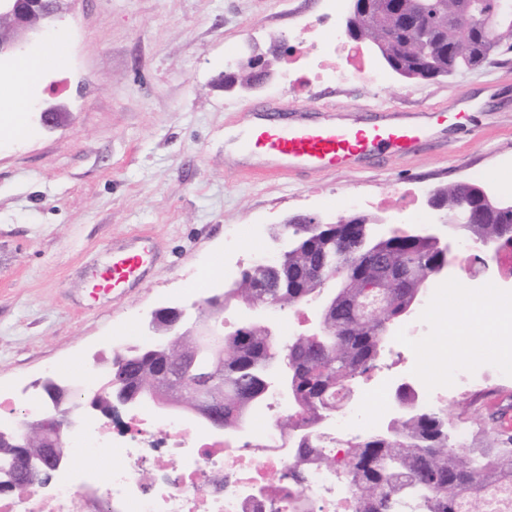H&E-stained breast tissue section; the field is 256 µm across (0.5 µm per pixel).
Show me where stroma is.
<instances>
[{
	"mask_svg": "<svg viewBox=\"0 0 512 512\" xmlns=\"http://www.w3.org/2000/svg\"><path fill=\"white\" fill-rule=\"evenodd\" d=\"M335 24L329 0H75L57 14L58 34L26 44L21 57L60 43L63 64L47 63L30 91L33 129L0 139V384L44 397L43 384L78 382L109 362L117 346L143 344L153 313L172 307L196 317L190 286L210 274L223 291L238 265L275 251L272 225L296 214L332 221L356 213L393 221L413 210L431 220L427 195L455 182L512 199V86L470 113L466 130L448 129L415 152L385 157L364 171L250 175L228 149L253 123L255 104L323 105L365 117L376 107H443L462 88L512 75V61L411 82L382 71L373 85L304 81L297 56L280 60V82L246 96L220 84L228 58L246 45L266 49L310 39L317 19ZM58 108L42 126L38 107ZM153 247L149 273L122 294L88 303L92 281L112 250L133 236ZM478 265L451 288L470 307L499 310ZM419 335L436 348L458 344L479 360L512 352V326L451 335L421 314ZM512 415V379L448 402L449 419L498 410Z\"/></svg>",
	"mask_w": 512,
	"mask_h": 512,
	"instance_id": "obj_1",
	"label": "stroma"
}]
</instances>
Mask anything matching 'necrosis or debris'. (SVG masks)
<instances>
[{"label": "necrosis or debris", "mask_w": 512, "mask_h": 512, "mask_svg": "<svg viewBox=\"0 0 512 512\" xmlns=\"http://www.w3.org/2000/svg\"><path fill=\"white\" fill-rule=\"evenodd\" d=\"M356 56V45L342 36L313 40L309 72L316 80L331 72L340 82L378 81V74L356 65ZM394 341L401 375L425 408L482 392L483 375L468 362L441 369L437 381L428 382L425 342L411 326L399 328ZM392 386L376 379L340 407L323 436L321 453L330 465L314 464L301 484L287 475L293 441L278 421L287 404L271 405L267 425L251 428L242 443L193 431L179 417L158 421L144 410L119 428L75 432L61 467L0 495V512H353L358 491L336 442L379 427L390 411Z\"/></svg>", "instance_id": "4bbe7bcc"}]
</instances>
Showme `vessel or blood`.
<instances>
[{
  "mask_svg": "<svg viewBox=\"0 0 512 512\" xmlns=\"http://www.w3.org/2000/svg\"><path fill=\"white\" fill-rule=\"evenodd\" d=\"M456 111L383 108L366 124L354 120L311 119L303 108L292 110L290 119H275L281 111L273 102L258 113L257 121L240 140L241 152L258 155L257 169L278 173L336 171L357 166L374 153L402 154L414 151L436 135L439 126L458 121L470 107L468 90H460ZM150 264V251L143 239L131 240L114 251L112 261L100 275L101 287H121L141 278Z\"/></svg>",
  "mask_w": 512,
  "mask_h": 512,
  "instance_id": "1",
  "label": "vessel or blood"
}]
</instances>
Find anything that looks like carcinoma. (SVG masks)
<instances>
[{"label":"carcinoma","mask_w":512,"mask_h":512,"mask_svg":"<svg viewBox=\"0 0 512 512\" xmlns=\"http://www.w3.org/2000/svg\"><path fill=\"white\" fill-rule=\"evenodd\" d=\"M482 2L493 14L491 22L465 32L452 23L460 0H434L428 21L435 37L423 64L402 49V41L417 40L415 31L404 26L413 0H381V17L374 21L358 14L353 34L357 41L384 44L394 62L415 79L438 78L442 71L478 64L487 48L500 56L512 51V0ZM367 222L362 216L358 224L302 231L277 265L254 266L234 287L224 289V297L254 307L272 299L284 307L301 306L320 291L322 275L337 271L336 306L325 317L331 335L295 336L282 348L265 327L243 323L224 336V363L217 369L197 352L190 323L182 322L179 334L172 336L160 317L151 343L113 354L111 368L96 385L98 403L108 405L112 381L133 391L160 385L175 400L188 405L204 396L224 418L242 420L266 399L271 374L286 369L294 411L284 425L297 436L289 477L302 479L305 466L318 455L321 429L335 412L336 396L353 394L358 381L375 369L386 329L405 320L426 270L440 260L435 245L423 237L365 240ZM374 294L385 297L379 313L363 308ZM400 405L403 411L390 418L387 429L339 444L349 449L347 474L359 487L354 512H394L399 497L418 501L424 512H465L474 500L489 501L512 490V432L470 417L475 442L459 454L447 412L420 408L408 393ZM20 434L24 451L40 475H47L52 463L45 458L46 435L37 419H23ZM16 444L11 432L8 439L0 438V472L8 475L0 489L14 481L9 458Z\"/></svg>","instance_id":"carcinoma-1"}]
</instances>
